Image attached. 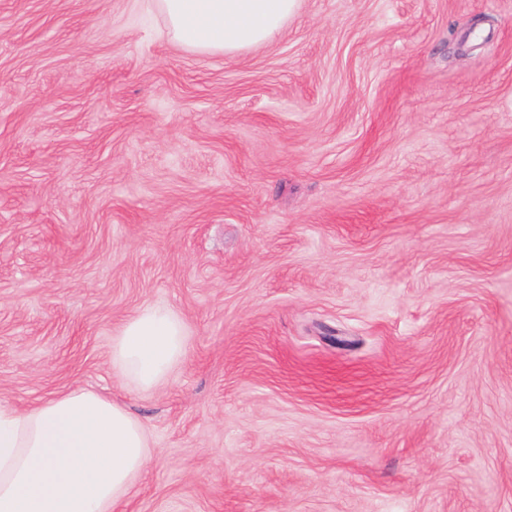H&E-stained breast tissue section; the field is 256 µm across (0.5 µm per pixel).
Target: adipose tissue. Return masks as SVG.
<instances>
[{
	"label": "adipose tissue",
	"instance_id": "ef3b65f1",
	"mask_svg": "<svg viewBox=\"0 0 512 512\" xmlns=\"http://www.w3.org/2000/svg\"><path fill=\"white\" fill-rule=\"evenodd\" d=\"M299 0H155L171 40L236 55L269 42ZM185 350L181 318L139 312L112 342V366L149 389ZM152 459L143 424L82 387L28 409L0 407V512H116Z\"/></svg>",
	"mask_w": 512,
	"mask_h": 512
}]
</instances>
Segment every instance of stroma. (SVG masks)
<instances>
[{
	"mask_svg": "<svg viewBox=\"0 0 512 512\" xmlns=\"http://www.w3.org/2000/svg\"><path fill=\"white\" fill-rule=\"evenodd\" d=\"M75 387L151 437L122 512H512V0H301L234 57L0 0V406ZM181 318L163 308L139 312L112 341V366L139 386L157 385L185 350Z\"/></svg>",
	"mask_w": 512,
	"mask_h": 512,
	"instance_id": "stroma-1",
	"label": "stroma"
}]
</instances>
